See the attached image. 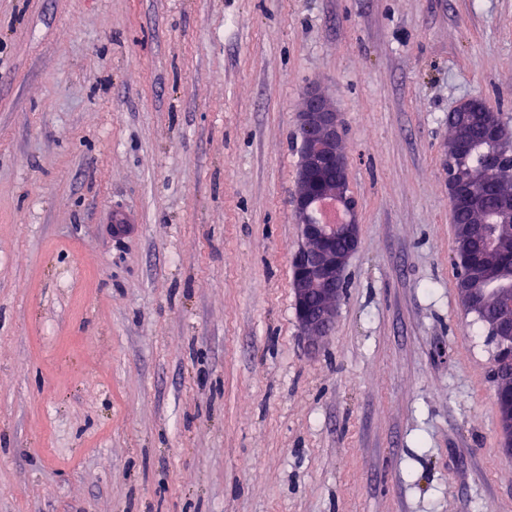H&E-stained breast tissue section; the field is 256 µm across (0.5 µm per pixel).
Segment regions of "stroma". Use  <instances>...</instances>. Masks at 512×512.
Here are the masks:
<instances>
[{
    "label": "stroma",
    "instance_id": "35a3bbf8",
    "mask_svg": "<svg viewBox=\"0 0 512 512\" xmlns=\"http://www.w3.org/2000/svg\"><path fill=\"white\" fill-rule=\"evenodd\" d=\"M360 239L290 285L307 91ZM512 0H0V512H512L448 115ZM482 238V225H471L465 228V235L462 247L459 251L454 253V262L458 264L459 257L465 269L459 270V286L458 292L461 296L463 305L466 310L474 306V297L476 295V288H495L494 285L477 284L472 287L473 282L484 275L485 271L478 266L474 261L476 243ZM467 259L465 262L463 259Z\"/></svg>",
    "mask_w": 512,
    "mask_h": 512
}]
</instances>
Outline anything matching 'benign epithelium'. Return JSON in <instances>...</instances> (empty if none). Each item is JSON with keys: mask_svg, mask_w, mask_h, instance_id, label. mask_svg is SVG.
I'll return each instance as SVG.
<instances>
[{"mask_svg": "<svg viewBox=\"0 0 512 512\" xmlns=\"http://www.w3.org/2000/svg\"><path fill=\"white\" fill-rule=\"evenodd\" d=\"M488 112L482 138L495 149L485 157L487 172L496 175L512 165V148L500 141L501 121L481 98L463 101L452 111L459 125L467 124L474 113ZM343 126L339 113L318 92L311 91L306 106L299 113L300 163L293 193V210L302 229L304 242L295 253L291 265V288L300 324L309 336H324L336 318V300L343 289L347 261L359 243L356 202L349 192L348 163L342 149ZM473 142L453 135L446 147L448 156V193L450 200L464 208H476L478 198L455 172V164L472 153ZM336 172L340 186L331 191L321 188L320 177ZM334 196L341 219L333 224L315 218L318 204ZM482 238V226L465 228L462 247L454 259H464L459 270L458 292L465 309L474 306L476 289L473 282L485 271L474 262L476 243ZM487 333L497 343L491 370L496 388L497 411L503 447L512 455V314L485 320Z\"/></svg>", "mask_w": 512, "mask_h": 512, "instance_id": "7a95c632", "label": "benign epithelium"}]
</instances>
